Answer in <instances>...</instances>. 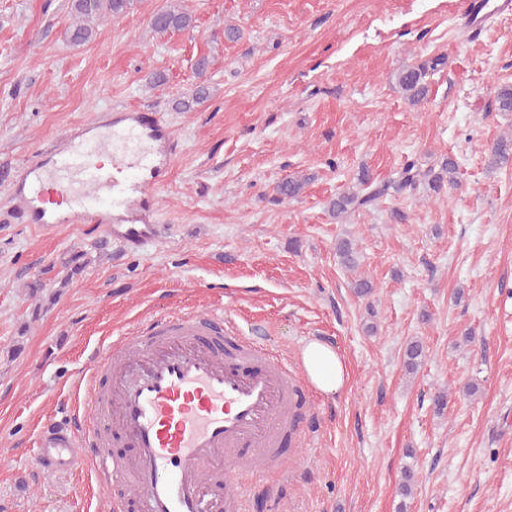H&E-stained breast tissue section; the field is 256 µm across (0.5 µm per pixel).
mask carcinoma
I'll return each instance as SVG.
<instances>
[{
	"label": "carcinoma",
	"instance_id": "cac0c4a2",
	"mask_svg": "<svg viewBox=\"0 0 512 512\" xmlns=\"http://www.w3.org/2000/svg\"><path fill=\"white\" fill-rule=\"evenodd\" d=\"M133 0H71V12L77 19L69 31V40L75 45L89 42L93 36L91 23L106 16L118 18L131 8ZM194 27L192 14L184 8L180 0H170V5L155 12L150 21L151 30L157 35L172 31H183ZM446 64L442 56L419 63L408 64L394 74V81L404 99L411 106H419L427 101L429 82L427 78L438 67ZM512 158V139L498 140L488 151V166L496 168ZM309 181L306 176L290 177L276 185V195L285 199L297 198ZM426 185L436 194L446 189L460 187L458 165L450 158L443 160L440 169L429 168L422 170L414 161L406 162L402 168L387 179L377 180L368 174L359 178L361 189L357 191H342L330 202L332 215L340 218L349 213L366 210L387 197L400 196L414 191L420 185ZM90 259L84 252L71 254L63 261L65 276L61 285L81 273L89 264ZM423 355V345L420 341L410 342L405 351V367L408 372L417 370Z\"/></svg>",
	"mask_w": 512,
	"mask_h": 512
}]
</instances>
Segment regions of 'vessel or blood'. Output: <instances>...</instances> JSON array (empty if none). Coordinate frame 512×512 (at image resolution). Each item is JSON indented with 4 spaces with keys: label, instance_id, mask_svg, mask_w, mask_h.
Returning a JSON list of instances; mask_svg holds the SVG:
<instances>
[{
    "label": "vessel or blood",
    "instance_id": "1",
    "mask_svg": "<svg viewBox=\"0 0 512 512\" xmlns=\"http://www.w3.org/2000/svg\"><path fill=\"white\" fill-rule=\"evenodd\" d=\"M478 26L512 12V0H466ZM174 140L156 113L116 111L45 150L14 188L26 223L51 228L77 218L136 248L159 235L146 189L159 185ZM67 199L68 210L54 205ZM84 417L43 430L37 460L47 472L93 465L99 485L132 512H206L212 478L223 475L221 512H237L238 472H280L285 435L298 434L305 393L299 368L217 312L156 314L137 335L98 352ZM132 456L109 454L110 432ZM233 464L234 475L224 472Z\"/></svg>",
    "mask_w": 512,
    "mask_h": 512
}]
</instances>
